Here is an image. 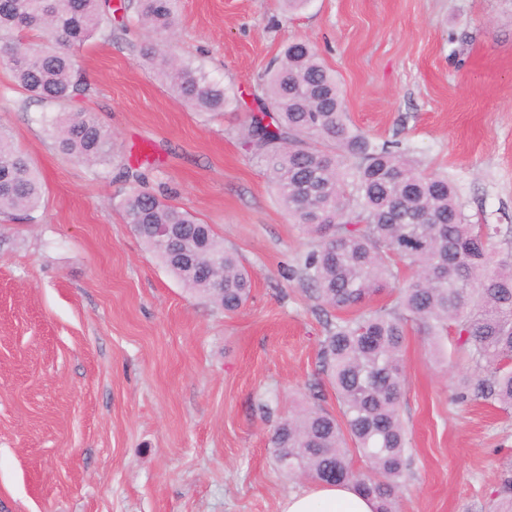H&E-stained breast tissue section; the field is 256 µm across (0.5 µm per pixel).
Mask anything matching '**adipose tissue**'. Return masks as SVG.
Listing matches in <instances>:
<instances>
[{"instance_id": "adipose-tissue-1", "label": "adipose tissue", "mask_w": 512, "mask_h": 512, "mask_svg": "<svg viewBox=\"0 0 512 512\" xmlns=\"http://www.w3.org/2000/svg\"><path fill=\"white\" fill-rule=\"evenodd\" d=\"M281 512H376V503L348 483H316L289 495Z\"/></svg>"}]
</instances>
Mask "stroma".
Instances as JSON below:
<instances>
[{"mask_svg":"<svg viewBox=\"0 0 512 512\" xmlns=\"http://www.w3.org/2000/svg\"><path fill=\"white\" fill-rule=\"evenodd\" d=\"M170 49L239 97L194 112L140 49L137 23L75 52L77 108L111 132L109 174L61 153L49 108L0 67V126L43 204L0 220V512H281L308 487L269 438L321 373L325 317L292 278L310 238L244 145L261 77L305 41L347 117L447 172L473 224L512 226V0H176ZM154 157L134 175L138 146ZM136 189L211 224L252 274L240 312L191 293L125 224ZM410 329L401 406L411 470L400 512H491L512 412L454 400L455 337Z\"/></svg>","mask_w":512,"mask_h":512,"instance_id":"35a3bbf8","label":"stroma"}]
</instances>
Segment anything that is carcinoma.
<instances>
[{
  "mask_svg": "<svg viewBox=\"0 0 512 512\" xmlns=\"http://www.w3.org/2000/svg\"><path fill=\"white\" fill-rule=\"evenodd\" d=\"M127 8L156 34L141 52L178 99L197 112L233 104L201 67L168 53L175 0H129ZM112 33L109 0H0V66L55 111L49 130L58 149L101 167L100 177L112 165V135L92 113L72 107L90 91L73 51ZM263 86L246 146L264 163L288 214L314 236L292 276L336 312L326 321L319 364L341 412L332 414L323 391L313 390L311 405L274 428L271 448L288 475L352 482L378 501V512H398L409 466L401 417L408 327L419 326L431 343L457 336L469 370L457 398L512 409V248L502 247L500 226L467 222L447 174L426 171L349 123L335 74L309 44L288 45ZM41 199L35 170L0 129V217L30 215ZM122 210L189 291L228 314L245 307L251 275L211 225L146 190L133 191ZM162 224L182 226V258L159 237ZM384 294L394 304L374 305ZM352 450L366 471L355 472ZM502 491L500 512H512V461Z\"/></svg>",
  "mask_w": 512,
  "mask_h": 512,
  "instance_id": "carcinoma-1",
  "label": "carcinoma"
}]
</instances>
